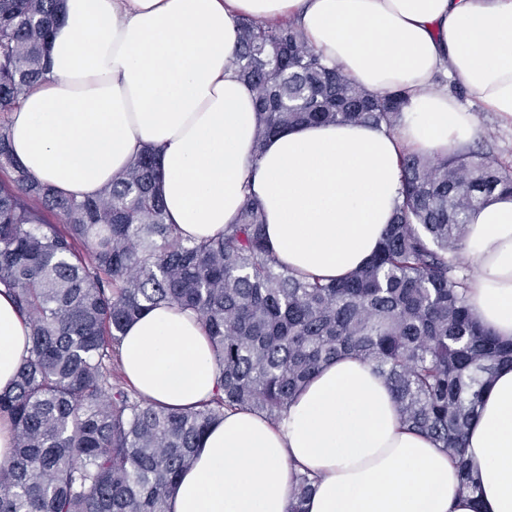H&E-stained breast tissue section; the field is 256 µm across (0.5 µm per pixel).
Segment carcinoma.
I'll return each mask as SVG.
<instances>
[{
	"label": "carcinoma",
	"mask_w": 512,
	"mask_h": 512,
	"mask_svg": "<svg viewBox=\"0 0 512 512\" xmlns=\"http://www.w3.org/2000/svg\"><path fill=\"white\" fill-rule=\"evenodd\" d=\"M63 0H0V287L30 327V350L0 417L15 432L0 463V512H169L179 475L224 409L278 418L324 364L354 354L390 385L406 425L441 443L471 484L467 429L512 342L476 322L463 262L470 216L512 195V167L485 137L437 156L405 153L393 224L373 257L323 281L277 264L249 199L219 238L188 240L166 221L155 150L93 198L64 195L13 157L9 115L48 69ZM233 65L255 91V156L280 131L366 123L395 131L401 89L375 93L329 67L293 23L238 20ZM195 313L220 392L183 409L112 384L125 327L145 310ZM313 489L297 475L288 512Z\"/></svg>",
	"instance_id": "cac0c4a2"
}]
</instances>
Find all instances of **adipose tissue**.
Returning a JSON list of instances; mask_svg holds the SVG:
<instances>
[{
	"label": "adipose tissue",
	"instance_id": "adipose-tissue-1",
	"mask_svg": "<svg viewBox=\"0 0 512 512\" xmlns=\"http://www.w3.org/2000/svg\"><path fill=\"white\" fill-rule=\"evenodd\" d=\"M48 72L11 114L23 167L59 192L96 195L144 147L156 151L169 223L206 239L246 199L292 272L341 278L367 262L401 195V156L477 134L438 75L459 79L512 125V0H64ZM298 20L329 64L373 92L405 91L403 125H300L253 150L255 98L232 61L236 22ZM474 319L512 340V196L471 217ZM30 326L0 293V391L29 355ZM126 380L151 401L210 400L220 374L201 322L152 308L121 341ZM476 494L447 451L405 426L385 378L344 355L287 412L228 408L199 443L169 512H287L296 472L316 475L307 512H512V366L486 387L466 441Z\"/></svg>",
	"mask_w": 512,
	"mask_h": 512
}]
</instances>
